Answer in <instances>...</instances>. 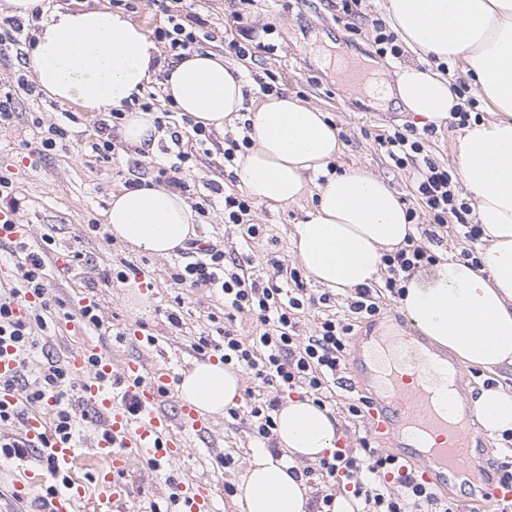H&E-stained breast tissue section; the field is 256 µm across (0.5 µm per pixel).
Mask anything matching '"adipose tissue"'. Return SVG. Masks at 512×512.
I'll list each match as a JSON object with an SVG mask.
<instances>
[{
	"label": "adipose tissue",
	"mask_w": 512,
	"mask_h": 512,
	"mask_svg": "<svg viewBox=\"0 0 512 512\" xmlns=\"http://www.w3.org/2000/svg\"><path fill=\"white\" fill-rule=\"evenodd\" d=\"M396 30L413 50L437 60L461 59L494 108L493 121H469L457 149L464 183L486 241L476 261L451 259L405 281L401 310L463 367L485 372L487 386L473 401L483 429L512 433V0H389ZM28 68L45 96L89 112L125 108L118 130L129 148L156 150V113L135 109L147 85L161 78L179 115L205 129L246 113L251 150L232 175L257 202L286 205L316 177V204L296 224L295 252L315 284L343 293L377 282L384 254L405 246L416 228L398 194L382 179L349 167L329 172L342 144L318 107L298 98L266 96L245 112L241 72L214 52L160 60L143 29L120 10L59 7L35 35ZM372 97L399 98L426 122L440 123L460 104L447 78L407 66L393 81L375 83ZM195 214L170 188L133 185L111 196L107 231L125 244L168 256L194 237ZM199 413L223 415L241 396L238 367L195 361L176 386ZM340 422L311 398L288 399L275 415L282 457L255 451L239 485L238 512H308L310 489L299 464L333 452Z\"/></svg>",
	"instance_id": "1"
}]
</instances>
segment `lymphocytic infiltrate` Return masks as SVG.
I'll use <instances>...</instances> for the list:
<instances>
[{
    "mask_svg": "<svg viewBox=\"0 0 512 512\" xmlns=\"http://www.w3.org/2000/svg\"><path fill=\"white\" fill-rule=\"evenodd\" d=\"M154 35L164 43L169 58L176 60L211 38L204 19L193 12L183 17L169 15L167 27L156 29ZM377 143L396 166L415 163L417 194L435 223H443L446 215L459 217L467 212V204L459 201L451 189L448 170L424 157L422 137L396 130L378 135ZM434 260L429 248L418 239L409 238L405 247L383 257V291L401 295L404 273ZM286 277L291 280V287H282L273 278L258 281L241 264L227 260L223 249L214 245L202 252H191L189 261L176 275L177 281L189 286L217 290L231 311L256 316L260 328L253 336L244 338L234 330H225L221 358L225 364L240 366L255 380L275 389V396L259 398L250 410L253 432L262 439L272 434L279 393L301 388L319 406L331 404L355 319H368L380 312L378 295L360 288L350 304V316L326 315L316 334L300 338L299 315L309 299L299 270H287ZM45 279V259L32 251L18 267L14 285L0 289V344L9 343L17 363L14 372L0 375V391H23L32 406L54 398L53 424L39 446L44 458L49 457L55 443L72 438L73 398L79 386L67 364L57 360L40 365L35 362L40 350L35 331L46 327L44 314L52 307ZM22 302L29 305L23 318L14 313L15 305ZM319 471L331 477L343 476L359 504L358 512H455L431 485L418 478L415 470L401 464L398 457L374 448L366 439L359 447L323 457Z\"/></svg>",
    "mask_w": 512,
    "mask_h": 512,
    "instance_id": "lymphocytic-infiltrate-1",
    "label": "lymphocytic infiltrate"
}]
</instances>
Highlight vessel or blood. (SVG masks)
<instances>
[{
  "label": "vessel or blood",
  "mask_w": 512,
  "mask_h": 512,
  "mask_svg": "<svg viewBox=\"0 0 512 512\" xmlns=\"http://www.w3.org/2000/svg\"><path fill=\"white\" fill-rule=\"evenodd\" d=\"M97 358L98 376L86 375L88 358ZM398 366L368 375L361 363H353L351 377L345 382L353 391L357 383L370 379L376 402L366 423L369 434L382 446L420 448L424 455L418 469L425 481L438 479L448 472L478 474L486 459L479 450L485 442L473 428L477 415L469 407L448 414L439 405L437 394L446 384L444 371L435 368L433 357L426 351L410 347L398 354ZM71 371L82 377L80 391L90 402L110 432L109 438L98 440L94 453L106 462L99 477V489L104 499H124L126 487L120 478L137 462L150 460L172 463L186 451L187 430L203 429L205 419L191 405L179 406L178 417H171L162 406L163 391L169 382L165 370L148 369L138 358L116 359L111 351L89 344L68 356ZM118 374V390L108 389L105 379ZM134 401L139 411L129 416L127 401ZM52 401H45L40 410L23 418L26 436L40 441L46 430V416ZM82 450L73 442L59 443L51 450L52 464L58 471L73 466ZM185 512H214V497L210 484L181 483L176 487ZM85 497L83 486L69 484L51 498L45 512H79Z\"/></svg>",
  "instance_id": "vessel-or-blood-1"
}]
</instances>
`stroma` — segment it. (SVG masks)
I'll return each instance as SVG.
<instances>
[{"mask_svg":"<svg viewBox=\"0 0 512 512\" xmlns=\"http://www.w3.org/2000/svg\"><path fill=\"white\" fill-rule=\"evenodd\" d=\"M197 11L213 37L208 50L242 70L247 107L262 100L265 83L278 93L319 107L338 129L343 144L334 169L358 167L385 180L399 193L406 209L414 212L415 224L434 232V239L427 242L432 252L443 250L462 258L473 251L455 217H447L439 227L421 207L413 167H395L377 144L378 135L418 127V116L391 103L369 105L365 92L355 91L336 71L340 57L374 60L378 76L387 79L404 65L429 66V58L407 47L397 57L377 53L373 24H390L388 0H362L352 15L344 13L342 0H202ZM235 42L254 51V58L240 59L231 48ZM27 71L23 45L0 49V94L11 93L15 114L11 124L0 126V178L10 181L21 202L17 218L30 227V249L43 253L48 261L59 253L73 258L69 276L58 275L53 267L48 270V293L65 304L64 309L48 315L46 328L37 333L50 355L67 359L92 337L123 355L143 358L149 368L166 369L176 383L182 371L197 360L195 346L201 336L221 343L227 325L240 336L254 335L256 317L239 314L227 319L224 301L215 290L188 288L175 280L183 263L179 254L159 257L111 238L105 224L111 194L140 178L166 186L163 171L173 165L177 150L188 151L192 159L178 173L183 194L190 205L200 204L207 210L206 216L195 220L196 242L223 247L226 255L245 260L248 273L260 278L272 276L274 259L285 267H298L294 226L312 207L313 196L307 194L296 203L274 208L254 204L251 217L266 232L256 243L244 244L237 226L224 221V197L238 190L231 167L224 161V150L228 141L242 138V126L226 128L221 135L196 136L155 81L142 100L151 103L163 121L159 152L135 153L116 140L110 155L102 158L90 150L100 135L102 114L59 103L38 91L26 93L16 79ZM52 124L65 127L67 137L63 146L45 152L42 133ZM174 131L182 136L181 147L171 144ZM461 134L455 119L441 122L425 141L424 153L453 173V190L465 201L469 194L457 175L456 162ZM120 271L128 273V280H116ZM135 289L147 295L146 306L133 303L130 293ZM88 304L96 307L99 327L89 328L84 335L69 330V321ZM380 307L378 315L356 324L350 352H362L387 324L400 328L411 341L427 345V338L410 326L396 298H382ZM172 312L179 316V325L169 323L167 316ZM274 394V388L243 375L236 416L213 418L205 432L190 433L186 452L176 462L161 466L140 462L124 478L129 494L122 512H183L182 503L173 498L180 482L209 483L215 512H237L228 488L240 484L254 450L269 446L252 432L250 407L258 397ZM46 466L35 452L0 464V512H32V502L13 499V485L23 470Z\"/></svg>","mask_w":512,"mask_h":512,"instance_id":"obj_1","label":"stroma"}]
</instances>
